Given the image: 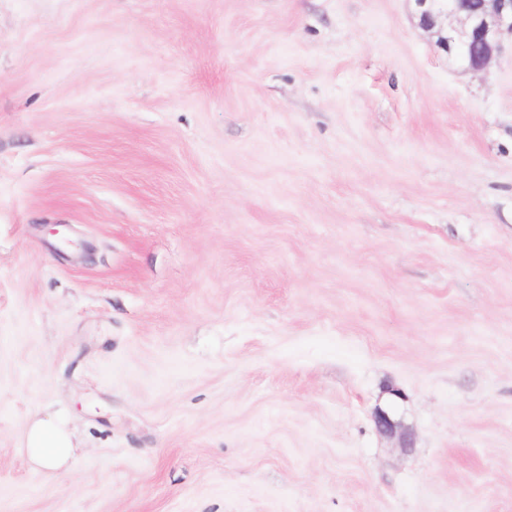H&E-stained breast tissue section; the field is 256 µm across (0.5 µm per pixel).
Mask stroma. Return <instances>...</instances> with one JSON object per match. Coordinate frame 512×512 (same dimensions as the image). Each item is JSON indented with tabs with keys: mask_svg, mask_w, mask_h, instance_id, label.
I'll return each mask as SVG.
<instances>
[{
	"mask_svg": "<svg viewBox=\"0 0 512 512\" xmlns=\"http://www.w3.org/2000/svg\"><path fill=\"white\" fill-rule=\"evenodd\" d=\"M503 43L466 70L413 0H0V512H512ZM28 455L38 470L60 471L67 466L73 435L51 421L36 420L27 436Z\"/></svg>",
	"mask_w": 512,
	"mask_h": 512,
	"instance_id": "35a3bbf8",
	"label": "stroma"
}]
</instances>
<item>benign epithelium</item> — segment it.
<instances>
[{"instance_id": "obj_1", "label": "benign epithelium", "mask_w": 512, "mask_h": 512, "mask_svg": "<svg viewBox=\"0 0 512 512\" xmlns=\"http://www.w3.org/2000/svg\"><path fill=\"white\" fill-rule=\"evenodd\" d=\"M419 25L472 72L486 70L512 34V0H414Z\"/></svg>"}]
</instances>
